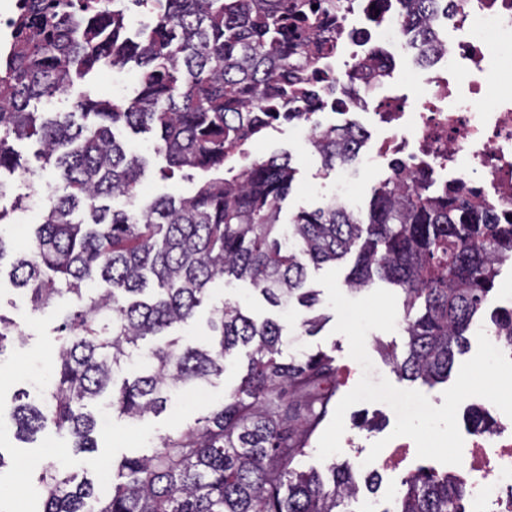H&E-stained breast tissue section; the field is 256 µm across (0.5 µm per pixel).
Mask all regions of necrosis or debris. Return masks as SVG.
Returning <instances> with one entry per match:
<instances>
[{
    "label": "necrosis or debris",
    "mask_w": 512,
    "mask_h": 512,
    "mask_svg": "<svg viewBox=\"0 0 512 512\" xmlns=\"http://www.w3.org/2000/svg\"><path fill=\"white\" fill-rule=\"evenodd\" d=\"M435 29L452 28L422 59L401 0H347L327 70L354 88L382 131L366 164L409 174L438 195L454 191L512 216V94L498 49L512 43V0H439ZM453 475L472 512H512V422L466 431Z\"/></svg>",
    "instance_id": "necrosis-or-debris-1"
}]
</instances>
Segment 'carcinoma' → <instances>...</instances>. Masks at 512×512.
<instances>
[{"label": "carcinoma", "instance_id": "obj_1", "mask_svg": "<svg viewBox=\"0 0 512 512\" xmlns=\"http://www.w3.org/2000/svg\"><path fill=\"white\" fill-rule=\"evenodd\" d=\"M420 27L419 47L436 51L427 21L437 0H403ZM150 6L153 23L127 34L130 7ZM20 0L12 46L0 51V172L17 160L12 139L37 137L63 194L35 225L30 249L14 258L12 277L34 307L75 295L64 316L38 403L14 399L16 437L52 428L72 438L76 453L97 448L88 404L111 391L121 417L166 409L169 391L224 374V360L250 349L238 388L197 426L159 436L149 455L112 460L110 490L96 478L45 457L33 470L42 512H353L361 487L347 462L325 480L292 468L306 454L336 396V366L325 354L283 357L282 327L223 302L212 310L207 345L167 339L191 321L218 279L248 280L273 306L297 302L311 311L304 288L311 266L356 259L352 290L374 278L403 294L407 352L386 355L410 381L448 378L474 317L487 302L500 265L512 257V223L499 224L460 197L438 198L415 181L375 188L368 222L332 201L280 223L296 169L289 154L240 168L244 146L282 121L316 125L313 151L327 169L357 158L365 132L355 123L322 127L324 57L336 30L324 26L343 0ZM141 69L134 95L121 101L77 100L73 112L38 104L95 68ZM156 133L161 171L211 174L188 197L166 195L147 208L115 209L132 199L144 158L126 152L114 128ZM106 288L86 284L94 277ZM20 324L0 315V355L24 343ZM393 509L465 512L468 491L448 474L419 470L403 482Z\"/></svg>", "mask_w": 512, "mask_h": 512}]
</instances>
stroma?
<instances>
[{
  "label": "stroma",
  "mask_w": 512,
  "mask_h": 512,
  "mask_svg": "<svg viewBox=\"0 0 512 512\" xmlns=\"http://www.w3.org/2000/svg\"><path fill=\"white\" fill-rule=\"evenodd\" d=\"M137 81L138 70L135 65L131 64L125 69L113 72L101 68L95 71L90 82L74 81L65 93L55 98L52 109L56 112L71 111L79 93L85 91L99 100L130 96L137 87ZM116 135L130 151L150 158V165L140 179L138 204H146L165 194L189 196L194 193L197 177L177 171L170 178H161L159 169L164 161L153 153L152 134L135 135L120 127L117 128ZM246 151L253 159L266 158L273 154L291 155L297 174L283 203L280 215L282 223H289L291 217L300 209L311 210L323 206L336 190L335 171L324 169L320 158L310 148L298 143L290 123H282L277 129L253 139L247 144ZM8 182L12 187L10 197L0 204L11 208L13 200L20 198L24 201V207L22 210L13 211L8 224L0 226V232L10 240L13 251L23 252L29 247L27 227L38 222L41 209L37 202L26 199V190L17 176H10ZM11 262L12 259L8 256L0 260V314L20 322L28 339L23 345L15 342L8 344L4 354L0 355V363L17 365L21 370L17 377L0 374V398L4 400L10 399L14 389L21 384L45 376L56 349L57 322L52 310L34 308L29 296L15 289L8 277ZM318 299L316 310L323 315L324 322L317 335L309 336L301 325L306 314L304 307L296 305L283 310L271 306L248 282L219 280L212 284L207 302L197 309L194 319L188 325L175 329L174 334L186 340L205 341L210 333L209 320L213 305L225 300L239 303L254 318H271L282 325L285 356L321 352L331 357L337 367L338 393L343 396L357 385L362 377V368L350 358L347 338L334 330L337 317L328 304L327 293H320ZM405 343L404 329L400 326L392 332L374 330L368 334L366 350L374 365L372 380L384 378L397 388H414L426 395L433 405H442L445 384L429 387L400 379L380 350L384 344L400 350ZM246 363V349L236 350L226 360L223 376L214 379L210 384L179 393L170 409L160 415L149 414L136 423L102 416L96 430L98 448L92 453H74L69 438L51 430L40 434L37 442L33 444L19 443L9 433L2 435L0 446L9 449L13 462L9 467L0 470V480L12 482L13 486L23 490L26 501L24 512H39V487L36 482L26 478V459L40 453L42 444L53 443L57 457L62 458L78 474L109 467L114 457L123 454L151 453L152 436L193 426L223 403L225 395L239 385ZM395 424L396 416L385 403H359L350 407L344 416V435L353 439L355 445L342 448L335 456L336 461H350L357 455L367 456L371 444L387 437Z\"/></svg>",
  "instance_id": "obj_1"
}]
</instances>
